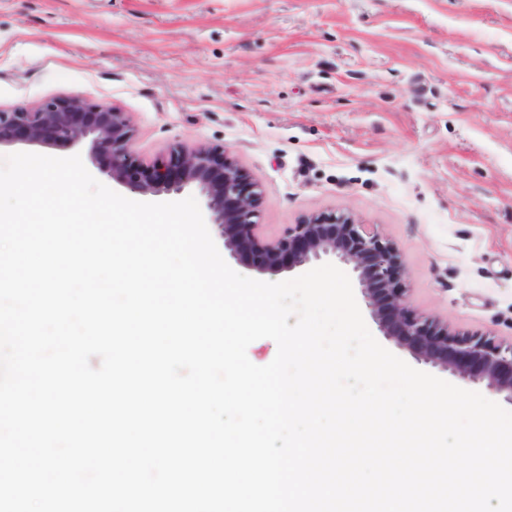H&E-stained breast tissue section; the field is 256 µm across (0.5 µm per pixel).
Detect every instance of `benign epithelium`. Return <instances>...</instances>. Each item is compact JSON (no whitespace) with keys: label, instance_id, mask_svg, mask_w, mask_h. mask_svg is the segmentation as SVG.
Wrapping results in <instances>:
<instances>
[{"label":"benign epithelium","instance_id":"benign-epithelium-1","mask_svg":"<svg viewBox=\"0 0 512 512\" xmlns=\"http://www.w3.org/2000/svg\"><path fill=\"white\" fill-rule=\"evenodd\" d=\"M93 136L104 153L100 172L142 195L177 193L194 184L205 196L211 232L237 262L260 273L301 269L327 257L352 266L366 308L385 336L396 338L416 361L464 381H482L512 403V343L483 333H461L410 307L398 248L379 232L340 211H323L288 225L267 239L259 232L263 203L257 182L224 147L172 144L165 158L146 162L134 150L135 128L127 113L80 95L53 98L36 109L0 110V145L75 143Z\"/></svg>","mask_w":512,"mask_h":512}]
</instances>
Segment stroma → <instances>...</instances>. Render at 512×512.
I'll return each mask as SVG.
<instances>
[{"mask_svg": "<svg viewBox=\"0 0 512 512\" xmlns=\"http://www.w3.org/2000/svg\"><path fill=\"white\" fill-rule=\"evenodd\" d=\"M69 94L128 112L146 160L229 150L267 236L373 225L413 308L512 341V0H0V109ZM30 150L104 162L0 156Z\"/></svg>", "mask_w": 512, "mask_h": 512, "instance_id": "1", "label": "stroma"}]
</instances>
